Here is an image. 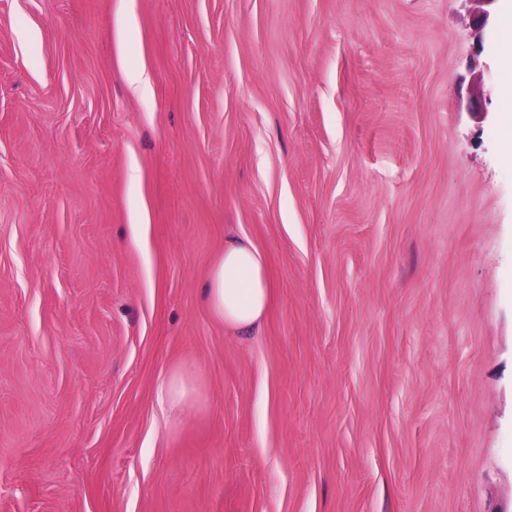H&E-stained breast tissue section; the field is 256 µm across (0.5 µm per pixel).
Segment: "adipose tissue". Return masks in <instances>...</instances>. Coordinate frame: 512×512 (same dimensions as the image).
I'll return each mask as SVG.
<instances>
[{"label":"adipose tissue","mask_w":512,"mask_h":512,"mask_svg":"<svg viewBox=\"0 0 512 512\" xmlns=\"http://www.w3.org/2000/svg\"><path fill=\"white\" fill-rule=\"evenodd\" d=\"M265 260L249 242L227 240L205 288L209 313L225 327L249 332L258 327L272 300Z\"/></svg>","instance_id":"ef3b65f1"}]
</instances>
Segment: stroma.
<instances>
[{
  "label": "stroma",
  "mask_w": 512,
  "mask_h": 512,
  "mask_svg": "<svg viewBox=\"0 0 512 512\" xmlns=\"http://www.w3.org/2000/svg\"><path fill=\"white\" fill-rule=\"evenodd\" d=\"M511 8L0 0V512H512ZM273 288L265 260L251 242L230 239L213 264L205 288L209 313L235 331L250 332L265 317ZM193 391L190 371H177L162 378L156 387V399L162 410L180 407Z\"/></svg>",
  "instance_id": "35a3bbf8"
}]
</instances>
